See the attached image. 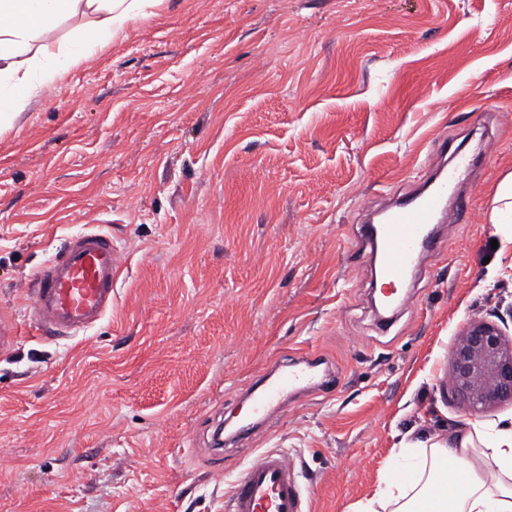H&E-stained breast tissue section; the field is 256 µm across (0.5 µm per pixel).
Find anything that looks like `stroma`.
<instances>
[{"label": "stroma", "instance_id": "stroma-1", "mask_svg": "<svg viewBox=\"0 0 512 512\" xmlns=\"http://www.w3.org/2000/svg\"><path fill=\"white\" fill-rule=\"evenodd\" d=\"M485 160L408 303L379 315L368 210L464 144ZM512 0H159L0 132V512H225L260 453L353 512L407 442L512 418L449 400L474 318L512 339ZM103 229L125 270L87 333L43 338L34 273ZM335 373L236 437L289 357ZM221 434L215 455L200 449ZM492 203L490 224L498 227V232L502 234L504 228H509L505 239L512 244V175L498 185Z\"/></svg>", "mask_w": 512, "mask_h": 512}]
</instances>
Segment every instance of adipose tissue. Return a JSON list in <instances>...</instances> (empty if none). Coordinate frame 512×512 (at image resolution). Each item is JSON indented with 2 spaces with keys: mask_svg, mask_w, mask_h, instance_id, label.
<instances>
[{
  "mask_svg": "<svg viewBox=\"0 0 512 512\" xmlns=\"http://www.w3.org/2000/svg\"><path fill=\"white\" fill-rule=\"evenodd\" d=\"M157 0H0V130L26 109L42 82L78 63L90 40H108ZM89 16L93 38L64 51L45 40L63 19ZM355 512H512V424L476 426L449 440L401 449Z\"/></svg>",
  "mask_w": 512,
  "mask_h": 512,
  "instance_id": "obj_1",
  "label": "adipose tissue"
}]
</instances>
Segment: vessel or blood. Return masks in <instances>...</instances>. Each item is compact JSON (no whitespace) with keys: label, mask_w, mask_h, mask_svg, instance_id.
Listing matches in <instances>:
<instances>
[{"label":"vessel or blood","mask_w":512,"mask_h":512,"mask_svg":"<svg viewBox=\"0 0 512 512\" xmlns=\"http://www.w3.org/2000/svg\"><path fill=\"white\" fill-rule=\"evenodd\" d=\"M465 163L438 175L428 188L399 200L385 210L380 222L368 225L380 277L390 284L404 281L414 258L428 248L448 203V188L465 174ZM124 272L121 252L103 231H83L68 248L43 265L30 282L32 319L37 327L59 335L76 336L95 327L112 307L114 284ZM306 377L301 370L282 371L253 398L252 413H259ZM230 512H305L294 465L288 455L267 451L252 461L232 483Z\"/></svg>","instance_id":"obj_1"}]
</instances>
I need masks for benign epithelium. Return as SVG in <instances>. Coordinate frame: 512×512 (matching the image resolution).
Masks as SVG:
<instances>
[{
    "label": "benign epithelium",
    "mask_w": 512,
    "mask_h": 512,
    "mask_svg": "<svg viewBox=\"0 0 512 512\" xmlns=\"http://www.w3.org/2000/svg\"><path fill=\"white\" fill-rule=\"evenodd\" d=\"M451 397L471 409L512 403V342L484 319L464 326L451 351Z\"/></svg>",
    "instance_id": "obj_1"
}]
</instances>
